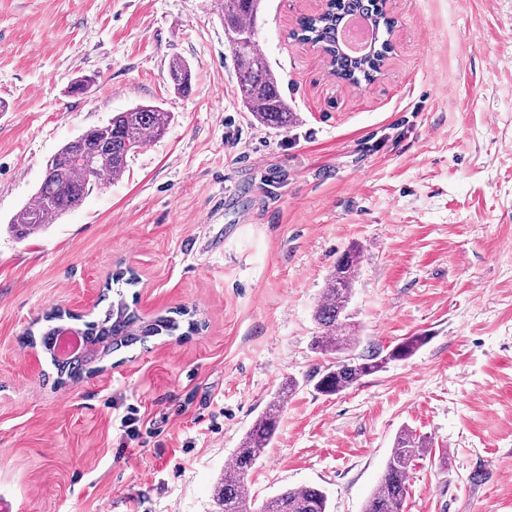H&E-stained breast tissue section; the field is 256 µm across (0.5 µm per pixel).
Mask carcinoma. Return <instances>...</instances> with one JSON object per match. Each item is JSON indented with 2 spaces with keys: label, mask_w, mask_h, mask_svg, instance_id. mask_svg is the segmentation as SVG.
<instances>
[{
  "label": "carcinoma",
  "mask_w": 512,
  "mask_h": 512,
  "mask_svg": "<svg viewBox=\"0 0 512 512\" xmlns=\"http://www.w3.org/2000/svg\"><path fill=\"white\" fill-rule=\"evenodd\" d=\"M220 5L224 37L233 53L238 96L243 108L263 125L286 130L297 124V113L288 111L281 95L279 79L256 39L261 0H217ZM359 12L369 21L391 32L394 19L372 0H329L325 8L304 16L292 30L291 37L301 43L321 47L337 78L357 85L371 82L384 64L389 50L387 42L372 54L351 59L336 49V23L340 17ZM169 79L175 89L186 92L191 87L192 72L181 59L169 63ZM171 113L155 105H139L112 115L105 124L88 129L65 143L45 164V177L33 202L24 205L8 225L17 239H24L39 228L82 204L89 190L103 181L123 176L127 159L150 140L160 137L170 122ZM359 248L345 250L329 273L314 308L319 334L312 339V348L323 356H334L335 362L324 367L317 382V391L325 396L337 394L361 379L383 370L396 360L410 358L428 337L408 336L385 351L373 347L354 353L357 341L350 321L349 305L360 271ZM185 311L174 316L160 315L143 321L123 301L110 302L100 318L79 326L82 336L93 347L87 355L72 358H51L58 374L78 380L112 353L136 343L144 344L157 336H180L198 329V321L184 318ZM74 317L53 311L44 318L38 332L27 333L29 343L47 346L61 327ZM297 387L290 379L274 393L265 410L257 416L237 448L234 462L224 469V478L214 489L220 512H252L254 503L247 493L249 471L264 458L272 443L282 410ZM427 437L409 429L395 438L385 471L367 500L363 512H402L407 480L414 463L426 457ZM258 512H329L326 493L315 486L287 487L262 502Z\"/></svg>",
  "instance_id": "1"
}]
</instances>
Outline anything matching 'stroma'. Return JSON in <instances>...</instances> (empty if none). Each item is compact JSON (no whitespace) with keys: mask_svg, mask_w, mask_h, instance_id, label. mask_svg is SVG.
Masks as SVG:
<instances>
[{"mask_svg":"<svg viewBox=\"0 0 512 512\" xmlns=\"http://www.w3.org/2000/svg\"><path fill=\"white\" fill-rule=\"evenodd\" d=\"M322 5L264 0L258 44L299 116L279 131L238 101L214 0H0V512H217L225 465L291 378L255 502L315 485L330 512H362L406 427L431 448L403 512H512V0H387L389 53L356 86L290 36ZM80 75L90 92L68 94ZM139 104L171 113L165 134L14 238L48 157ZM353 244L361 347L429 340L325 396L313 310ZM126 268L137 285L113 282ZM108 290L201 327L59 380L25 331L54 308L93 319ZM130 405L163 433L120 442ZM169 79L175 89L187 92L191 87L192 72L189 64L181 59H173L168 68Z\"/></svg>","mask_w":512,"mask_h":512,"instance_id":"35a3bbf8","label":"stroma"}]
</instances>
